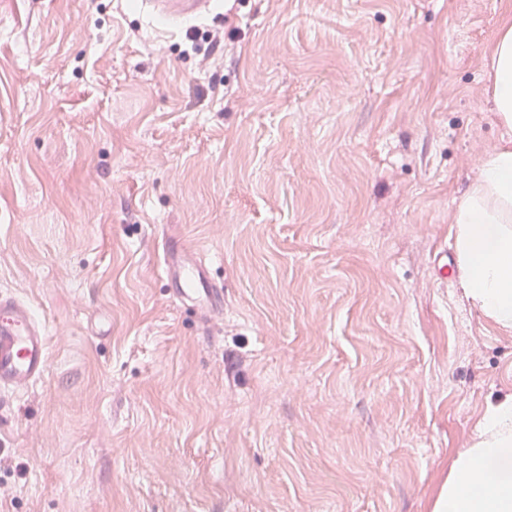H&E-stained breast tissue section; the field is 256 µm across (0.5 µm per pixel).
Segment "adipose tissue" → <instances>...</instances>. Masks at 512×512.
<instances>
[{"label":"adipose tissue","instance_id":"ef3b65f1","mask_svg":"<svg viewBox=\"0 0 512 512\" xmlns=\"http://www.w3.org/2000/svg\"><path fill=\"white\" fill-rule=\"evenodd\" d=\"M502 141L453 215L457 283L471 306L512 330V22L504 23L487 61ZM432 512H512V395L489 403L469 448L453 461Z\"/></svg>","mask_w":512,"mask_h":512}]
</instances>
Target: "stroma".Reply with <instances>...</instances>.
Wrapping results in <instances>:
<instances>
[{
    "label": "stroma",
    "mask_w": 512,
    "mask_h": 512,
    "mask_svg": "<svg viewBox=\"0 0 512 512\" xmlns=\"http://www.w3.org/2000/svg\"><path fill=\"white\" fill-rule=\"evenodd\" d=\"M512 0H0V292L49 367L0 512H431L512 332L439 279ZM224 284L197 332L161 233ZM212 0H145L142 4L171 24H179L193 18L208 15Z\"/></svg>",
    "instance_id": "obj_1"
}]
</instances>
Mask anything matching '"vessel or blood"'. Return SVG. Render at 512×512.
<instances>
[{"mask_svg": "<svg viewBox=\"0 0 512 512\" xmlns=\"http://www.w3.org/2000/svg\"><path fill=\"white\" fill-rule=\"evenodd\" d=\"M168 22L179 24L210 13L212 0H144ZM164 275L172 299L192 309L200 324L211 325L224 310V287L186 244L163 238ZM48 332L31 305L12 294L0 293V410L10 396L27 390L46 374Z\"/></svg>", "mask_w": 512, "mask_h": 512, "instance_id": "obj_1", "label": "vessel or blood"}]
</instances>
